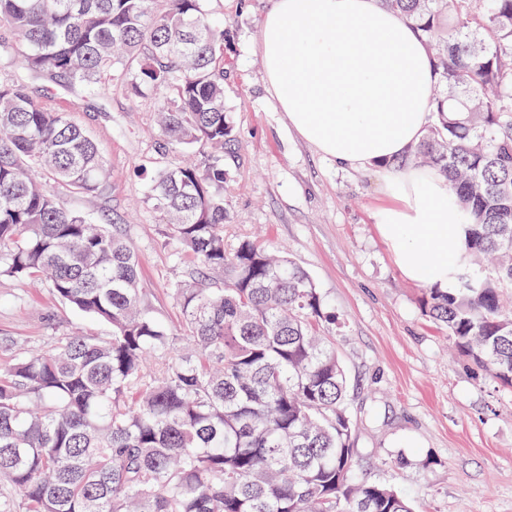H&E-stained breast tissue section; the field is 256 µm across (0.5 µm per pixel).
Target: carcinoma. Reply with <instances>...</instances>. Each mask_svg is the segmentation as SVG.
Returning <instances> with one entry per match:
<instances>
[{
	"instance_id": "carcinoma-1",
	"label": "carcinoma",
	"mask_w": 512,
	"mask_h": 512,
	"mask_svg": "<svg viewBox=\"0 0 512 512\" xmlns=\"http://www.w3.org/2000/svg\"><path fill=\"white\" fill-rule=\"evenodd\" d=\"M207 2L0 0V58L88 95L116 81L153 100L159 149L199 151L150 177V201L197 269L224 274L172 289L179 332L157 321L120 228L52 189L104 193L97 142L24 79L0 81V274L112 326L0 367V512H412L396 488L353 479L346 372L314 282L255 240L224 246L227 33ZM384 2L434 73V119L399 163L443 173L467 231L426 313L512 387V0Z\"/></svg>"
}]
</instances>
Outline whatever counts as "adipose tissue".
Returning <instances> with one entry per match:
<instances>
[{
  "instance_id": "ef3b65f1",
  "label": "adipose tissue",
  "mask_w": 512,
  "mask_h": 512,
  "mask_svg": "<svg viewBox=\"0 0 512 512\" xmlns=\"http://www.w3.org/2000/svg\"><path fill=\"white\" fill-rule=\"evenodd\" d=\"M257 48L291 129L340 167L375 170L391 206L377 231L408 280L444 288L464 248L458 205L439 171L397 157L431 120L429 52L382 0H274Z\"/></svg>"
}]
</instances>
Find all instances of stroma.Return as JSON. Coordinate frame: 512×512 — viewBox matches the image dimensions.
<instances>
[{"label": "stroma", "instance_id": "obj_1", "mask_svg": "<svg viewBox=\"0 0 512 512\" xmlns=\"http://www.w3.org/2000/svg\"><path fill=\"white\" fill-rule=\"evenodd\" d=\"M273 0H208L230 31L224 98L235 152L224 161V245L257 239L283 251L314 281L326 328L346 370L357 422L359 477L394 486L414 512H512V388L453 347L425 313L426 285L407 280L380 238L374 212L387 204L375 171L342 169L289 128L264 80L254 40ZM34 99L70 113L98 142L111 171L105 196L56 187L60 202L97 223L116 222L140 261L142 300L171 330V289L192 263L165 245V225L137 166L182 160L161 153L153 102L112 91L89 96L44 76ZM111 334L109 324L61 302L48 284L0 275V339L45 350L71 331ZM14 349H0V365Z\"/></svg>", "mask_w": 512, "mask_h": 512}]
</instances>
